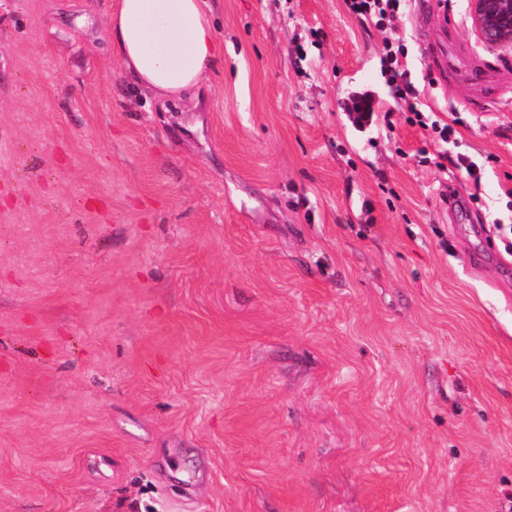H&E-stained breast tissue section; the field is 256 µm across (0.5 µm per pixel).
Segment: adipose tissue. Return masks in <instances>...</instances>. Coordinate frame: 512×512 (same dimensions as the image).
Masks as SVG:
<instances>
[{"mask_svg": "<svg viewBox=\"0 0 512 512\" xmlns=\"http://www.w3.org/2000/svg\"><path fill=\"white\" fill-rule=\"evenodd\" d=\"M206 0H118L107 20L111 56L160 102L191 105L220 46Z\"/></svg>", "mask_w": 512, "mask_h": 512, "instance_id": "obj_1", "label": "adipose tissue"}]
</instances>
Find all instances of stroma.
I'll list each match as a JSON object with an SVG mask.
<instances>
[{"label": "stroma", "mask_w": 512, "mask_h": 512, "mask_svg": "<svg viewBox=\"0 0 512 512\" xmlns=\"http://www.w3.org/2000/svg\"><path fill=\"white\" fill-rule=\"evenodd\" d=\"M116 3L0 0V512H512V52L468 0H208L186 112L111 63ZM350 14L359 19L375 20L383 28L403 13L405 0H344ZM420 51L424 59L430 60L436 70L438 82L444 84L448 78V71H454L461 67V57L459 53L448 57V53L443 42L423 35L419 41ZM398 39L397 43L387 41L385 44V61L391 72L389 83L397 98L407 103L406 122L410 125H418L423 129H430L432 137L441 142L448 143L454 136L455 131L449 124H441L439 120H432L431 115L422 109L418 102L417 90L407 70L398 69V56L404 54L405 45ZM397 64V66H394Z\"/></svg>", "instance_id": "obj_1"}]
</instances>
